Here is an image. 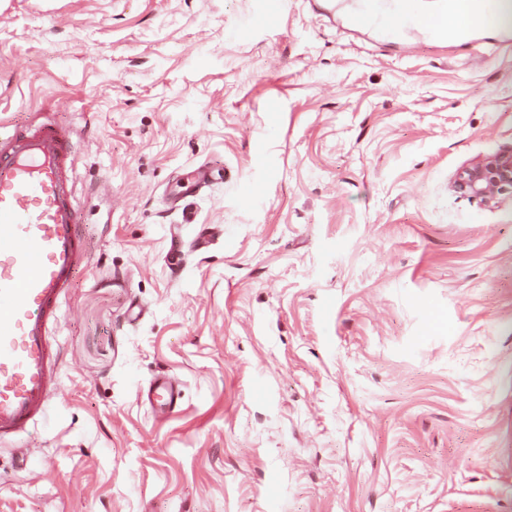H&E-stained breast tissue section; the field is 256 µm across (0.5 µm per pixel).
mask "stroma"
Segmentation results:
<instances>
[{
    "label": "stroma",
    "instance_id": "1",
    "mask_svg": "<svg viewBox=\"0 0 512 512\" xmlns=\"http://www.w3.org/2000/svg\"><path fill=\"white\" fill-rule=\"evenodd\" d=\"M349 2L0 0V123L73 130L90 243L0 512H512V200L454 188L512 150V27ZM147 399L157 411L170 413L181 403L179 384L173 378L158 377L150 384Z\"/></svg>",
    "mask_w": 512,
    "mask_h": 512
}]
</instances>
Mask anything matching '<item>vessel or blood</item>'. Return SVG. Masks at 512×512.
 Masks as SVG:
<instances>
[{"label":"vessel or blood","instance_id":"1","mask_svg":"<svg viewBox=\"0 0 512 512\" xmlns=\"http://www.w3.org/2000/svg\"><path fill=\"white\" fill-rule=\"evenodd\" d=\"M75 169L69 128L0 130V441L33 427L58 390L52 328L88 254ZM147 399L169 413L181 390L159 377Z\"/></svg>","mask_w":512,"mask_h":512}]
</instances>
